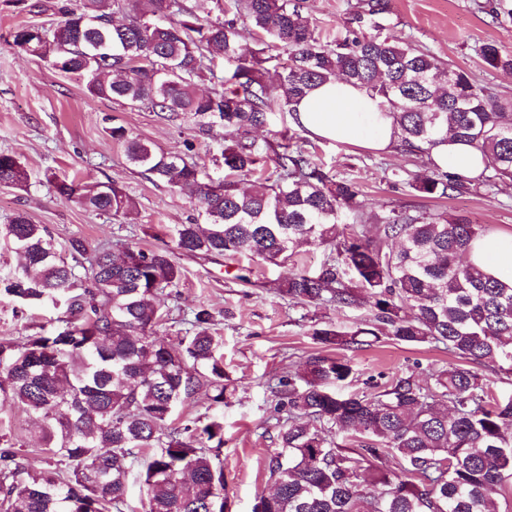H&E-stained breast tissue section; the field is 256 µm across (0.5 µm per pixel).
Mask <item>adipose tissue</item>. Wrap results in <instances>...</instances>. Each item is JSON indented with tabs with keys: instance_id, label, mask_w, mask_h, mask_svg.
<instances>
[{
	"instance_id": "1",
	"label": "adipose tissue",
	"mask_w": 512,
	"mask_h": 512,
	"mask_svg": "<svg viewBox=\"0 0 512 512\" xmlns=\"http://www.w3.org/2000/svg\"><path fill=\"white\" fill-rule=\"evenodd\" d=\"M291 119L308 136L329 141L354 142L378 151L392 150L400 142V131L380 98L340 78L314 87L294 103ZM427 158L466 181L475 179L485 167L480 150L451 137L432 147ZM466 260L493 277L512 282V233L475 240Z\"/></svg>"
}]
</instances>
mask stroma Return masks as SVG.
<instances>
[{"label":"stroma","instance_id":"obj_1","mask_svg":"<svg viewBox=\"0 0 512 512\" xmlns=\"http://www.w3.org/2000/svg\"><path fill=\"white\" fill-rule=\"evenodd\" d=\"M357 3L304 0L326 41L344 32ZM389 4L387 36L415 42L464 69L476 82L512 93V73L490 71L479 53L480 46L489 41L512 51V21L493 22L478 9L476 0H389ZM51 19V14L38 16L16 7L13 0H0V153L20 158L30 175L26 188L0 187V224L23 211L34 223L45 225L63 246L74 239L82 240L91 251L123 244L164 246L167 226L196 219L192 199L187 192L152 181L130 166L123 144L112 139L109 125L124 126L130 136L162 151L191 150L204 164L220 153L224 130L217 127L202 135L192 117L170 122L123 100L91 97L81 77L59 74L4 40L17 26ZM310 149L326 168L358 183L366 224L392 209L445 210L466 216L487 234L512 232V182L497 184L489 191L480 186L435 201L420 197L409 186L427 172L424 158L399 148L379 154L354 143L318 138L311 139ZM395 171L401 172L402 181H392ZM52 172L118 182L135 200L137 209L122 218L64 202L46 179ZM329 253L328 247L315 244L277 266L253 260L247 285L236 278L240 261L222 256L177 257L184 277L178 288L164 297L169 314L160 332L176 347L186 334V318L197 306L207 304L215 315L214 332L224 341L228 387L219 458L232 512H252L257 497L272 487L268 464L277 447L278 414L276 401L264 385L266 378L297 371L308 359L326 356V348L312 337L313 328L332 323L350 329L361 318L356 310L301 305L269 288L271 280L315 269ZM57 315L50 306L23 310L0 299V339H22ZM348 357L354 378L352 383L341 384L345 393L365 390L369 383H383L404 372L425 381L453 360L435 345L386 337L349 351ZM7 442L31 469L47 468L42 442L32 430V417L22 406L0 409V445Z\"/></svg>","mask_w":512,"mask_h":512}]
</instances>
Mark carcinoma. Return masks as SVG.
<instances>
[{
    "mask_svg": "<svg viewBox=\"0 0 512 512\" xmlns=\"http://www.w3.org/2000/svg\"><path fill=\"white\" fill-rule=\"evenodd\" d=\"M224 19L201 15L208 4ZM114 0H56V23H32L11 33L12 46L63 74L86 78L88 94L140 104L161 119L189 113L200 133L224 127L223 174L210 176L187 154L156 150L112 128L130 166L152 180L192 194L203 223L174 224L171 245H126L88 254L70 241L73 263L55 238L25 212L0 224V239L21 258L0 281V296L25 305L62 304L60 326L0 340V405H21L66 474L36 472L11 446L0 448V512H136L127 477L138 454L141 512H226L224 468L213 452L224 445V420L171 427L179 406L198 389L211 406L226 399L223 342L212 309L192 312L193 335L170 346L159 334L162 296L182 281L175 253L247 255L279 265L305 245L331 255L315 270L275 285L303 305L358 309L367 318L350 331L333 325L313 338L338 350L381 336L443 345L460 362L423 384L411 373L372 391L343 395L336 384L352 366L343 357H314L302 370L265 382L277 409L279 448L269 461L275 490L252 512H498L494 494L512 476V397L492 398L476 366L512 370V284L463 264L478 225L445 211L391 209L362 224L360 188L324 171L296 134L274 133L271 169L248 134L289 112L308 90L341 76L380 96L400 129L403 151L440 143L446 130L476 145L487 160L483 186L512 181V95L478 85L460 68L411 42L381 35L389 0H363L344 36L316 34L300 0H132L123 21ZM493 21L512 19V0L480 6ZM263 35L266 48L248 51L239 24ZM375 33L368 34L364 26ZM278 50L264 56L265 49ZM487 68L512 73V51L480 48ZM224 59L222 90L196 91ZM275 62L276 78L266 77ZM251 179V187L241 182ZM64 201L113 216L136 208L113 181L47 177ZM29 174L0 153V187H23ZM420 196L448 199L470 183L437 167L411 184ZM360 227L340 228L346 213ZM84 269L85 275L79 274Z\"/></svg>",
    "mask_w": 512,
    "mask_h": 512,
    "instance_id": "1",
    "label": "carcinoma"
}]
</instances>
